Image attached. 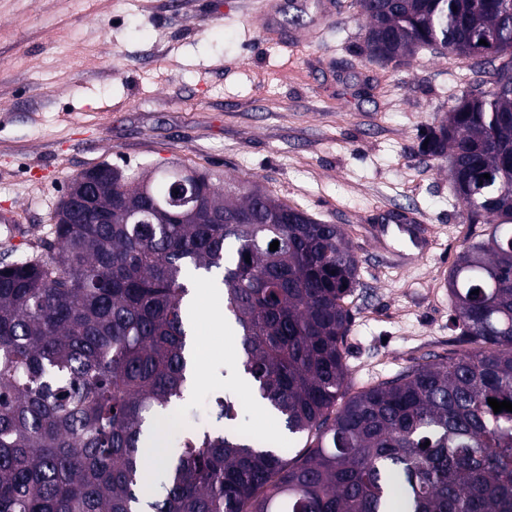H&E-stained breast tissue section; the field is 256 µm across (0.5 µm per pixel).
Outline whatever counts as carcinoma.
Returning a JSON list of instances; mask_svg holds the SVG:
<instances>
[{"mask_svg":"<svg viewBox=\"0 0 512 512\" xmlns=\"http://www.w3.org/2000/svg\"><path fill=\"white\" fill-rule=\"evenodd\" d=\"M351 7L370 62L432 49L492 77L418 144L448 157L465 223L484 225L445 279L467 348L349 396L359 260L339 225L194 167L105 175L80 223L55 212L43 254L0 267V512H512V412L488 404L512 402V0ZM189 173L217 219H179L170 189ZM145 207L151 223H130ZM195 275L224 291L236 370L310 444L240 431L222 394L147 499L143 448L191 372Z\"/></svg>","mask_w":512,"mask_h":512,"instance_id":"cac0c4a2","label":"carcinoma"}]
</instances>
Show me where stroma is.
<instances>
[{"label":"stroma","mask_w":512,"mask_h":512,"mask_svg":"<svg viewBox=\"0 0 512 512\" xmlns=\"http://www.w3.org/2000/svg\"><path fill=\"white\" fill-rule=\"evenodd\" d=\"M294 0H0V265L52 238L69 182L109 164L127 173L180 162L259 184L340 225L359 259L347 338V391L462 350L445 276L471 225L444 158L414 153L462 90L469 62L422 50L400 65L360 55L349 0L289 21ZM417 215L428 250L375 226ZM201 376L164 438L208 424L205 402L229 394L240 428L301 448L235 374L236 338L194 314Z\"/></svg>","instance_id":"35a3bbf8"}]
</instances>
